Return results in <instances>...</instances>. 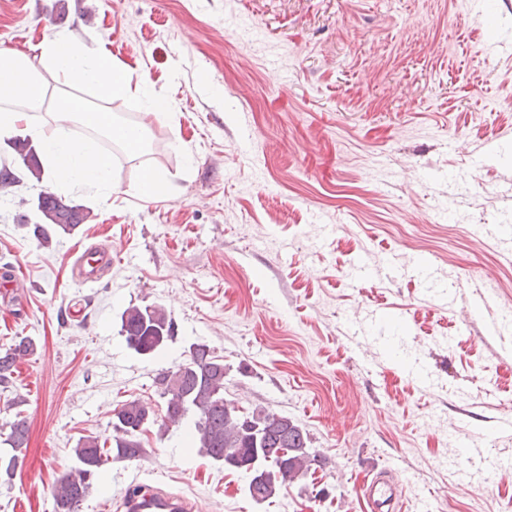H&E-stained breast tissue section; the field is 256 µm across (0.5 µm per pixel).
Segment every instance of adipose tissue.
I'll use <instances>...</instances> for the list:
<instances>
[{"instance_id":"ef3b65f1","label":"adipose tissue","mask_w":512,"mask_h":512,"mask_svg":"<svg viewBox=\"0 0 512 512\" xmlns=\"http://www.w3.org/2000/svg\"><path fill=\"white\" fill-rule=\"evenodd\" d=\"M78 81L98 88L106 97L127 90L110 64L63 36L45 40L35 60L1 49L0 138L20 132L39 144L55 181L108 190L112 187L111 161L94 139H76L62 126L37 125L30 118L32 111L43 106L48 85L53 82L58 90L52 100L57 113L89 120L105 136L123 142L131 150L140 149L146 125L119 123L112 113L90 111L85 100L70 92Z\"/></svg>"}]
</instances>
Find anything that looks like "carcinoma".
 <instances>
[{"mask_svg": "<svg viewBox=\"0 0 512 512\" xmlns=\"http://www.w3.org/2000/svg\"><path fill=\"white\" fill-rule=\"evenodd\" d=\"M15 159L28 175L41 180L37 149L26 138L10 142ZM39 222L34 232L46 234L52 225L72 234L90 219V211L68 204L54 193H39L36 204ZM122 332L126 345L142 356L164 349L174 337L171 318L160 306H132L122 313ZM34 342L22 337L0 353V387L13 383L17 361L34 352ZM224 361L213 355L204 343L189 346L187 357L160 371L154 384L166 398V419L161 428L188 424L189 445L198 448L214 462L236 469L247 477L249 496L258 504L274 498L282 487L303 479L318 463L309 451L307 432L294 420L265 407L245 413L224 398ZM114 435L109 445L96 436H84L73 449L75 465L54 483L51 496L54 512H79L93 481L109 459L132 461L140 456L139 435L151 419L150 410L137 400L115 410ZM3 440L9 449L0 454V471L10 475L17 463V451L26 447L28 425L16 416Z\"/></svg>", "mask_w": 512, "mask_h": 512, "instance_id": "1", "label": "carcinoma"}]
</instances>
